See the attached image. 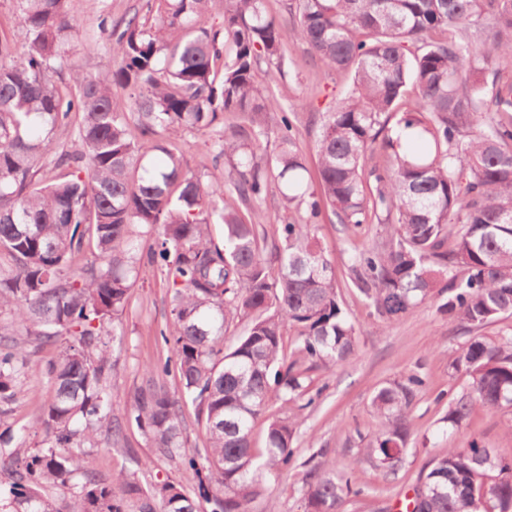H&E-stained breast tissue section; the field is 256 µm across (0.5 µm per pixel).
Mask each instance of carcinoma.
<instances>
[{
	"label": "carcinoma",
	"mask_w": 512,
	"mask_h": 512,
	"mask_svg": "<svg viewBox=\"0 0 512 512\" xmlns=\"http://www.w3.org/2000/svg\"><path fill=\"white\" fill-rule=\"evenodd\" d=\"M13 2L23 42L0 34V309L12 311L0 323V419L32 374L53 392L39 417L47 447L0 450V512H62L49 488L68 494L67 512H251L291 463L298 427L270 414L259 449L255 422L275 404L288 411L308 372L358 346L316 238L325 214L384 226L382 243L354 250L348 266L382 321L445 293L440 310L468 330L512 317V0H296L289 36L351 80L318 113L315 187L295 110L275 152L259 153L273 96L256 74L284 65V29L264 0H143L116 24L104 16L116 60L104 77L65 70L78 35L70 0ZM186 130L217 133L211 148L227 168L191 172L176 143ZM57 168L68 175L51 176ZM274 186L305 217L279 225L270 247L257 203ZM146 265L170 288L159 331L170 356L121 397L108 346ZM29 345L62 350L37 366ZM451 367L469 378L448 403L451 426L477 406L512 407V334L469 337ZM170 374L177 393L158 382ZM425 385L415 373L375 390L378 431L347 468L312 467L303 512H341L360 495L349 471L364 462L397 474ZM189 410L205 431L192 451ZM129 427L152 448L144 467L206 471L198 491L135 471L101 480L93 449ZM408 506L512 512V459L476 438L448 448Z\"/></svg>",
	"instance_id": "obj_1"
}]
</instances>
